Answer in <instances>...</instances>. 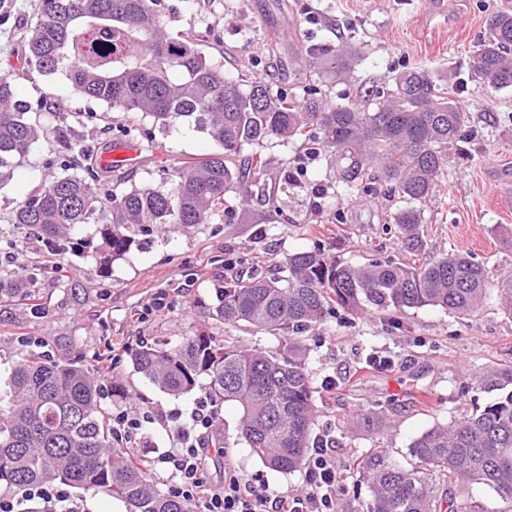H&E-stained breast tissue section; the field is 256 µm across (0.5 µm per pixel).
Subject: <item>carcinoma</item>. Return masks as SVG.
I'll use <instances>...</instances> for the list:
<instances>
[{"label":"carcinoma","instance_id":"cac0c4a2","mask_svg":"<svg viewBox=\"0 0 512 512\" xmlns=\"http://www.w3.org/2000/svg\"><path fill=\"white\" fill-rule=\"evenodd\" d=\"M165 10L164 0H37L36 21L24 38L25 73L65 72L75 93L124 114L120 137L135 131L151 143L154 128L185 124L207 133L222 152L162 163L156 183L117 193L112 181L126 179L123 165L100 173L98 153L83 143L69 113L49 110L46 100L15 99L12 81L1 77L0 181L51 132L82 160L77 172L61 163L60 173L14 202L7 217L13 230L62 254L72 236L81 234L80 246L97 236L92 258L103 272L143 233L234 220L231 199L265 196L270 160L262 150L296 144L307 155H324L350 191L367 195L380 181L388 183L405 203L393 217L403 246L410 256L422 251L421 204L433 193L448 146L468 133L467 113L430 72H397L364 92L360 105H324L317 86L309 85L302 107L250 73L227 78L201 49L210 30L173 38L164 27ZM510 49L512 14L503 12L490 19L471 60L485 88H512ZM310 63L335 77L350 70L344 53L314 50ZM47 110L55 121L51 129L29 117ZM284 266L283 276L255 270L224 283L214 307L223 325L248 323L283 337L282 352L226 344L204 330L176 346L145 344L130 352L136 371L171 395L202 388L215 402L238 405L245 444L282 473L305 466L315 421L313 380L299 336L338 309L394 318L433 307L465 315L492 288L483 266L458 253L422 264L356 266L317 248L288 254ZM37 281L33 268L5 273L0 300L35 298ZM498 293L512 316V278ZM101 382L102 376L71 362L20 354L0 391V489L21 495L44 485H78L122 500L127 512H196L194 503L158 489L150 471L130 461L114 439ZM479 385L494 399L460 422L414 437L406 463L385 448L355 458L349 469L371 493L366 512H512V364L490 368ZM474 485L491 489L502 507L490 511L473 501Z\"/></svg>","mask_w":512,"mask_h":512}]
</instances>
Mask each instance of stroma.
I'll use <instances>...</instances> for the list:
<instances>
[{
    "label": "stroma",
    "instance_id": "stroma-1",
    "mask_svg": "<svg viewBox=\"0 0 512 512\" xmlns=\"http://www.w3.org/2000/svg\"><path fill=\"white\" fill-rule=\"evenodd\" d=\"M177 12L167 22L170 35L188 36L201 27L214 32L206 49L225 74L248 66L275 89L300 92L319 85L334 105L357 102L360 92L382 85L392 72L423 68L440 76L467 111L475 139L451 147L432 197L423 206L425 247L421 259L459 252L475 257L490 281L512 273V89L487 92L475 81L470 60L487 36L491 16L512 13V0H171ZM35 0H7L0 8V77L13 79L16 97L33 102L43 94L55 105L82 114L86 143L103 145L122 115L98 101L74 95L64 73L22 76L25 33ZM315 12L311 23L307 12ZM356 53L349 74L321 79L306 63L309 47ZM129 179L154 182L155 160L174 162L216 152L207 134L181 126L156 130L152 144H135ZM55 137L40 141L18 160L0 184V217L49 174L48 161L62 153ZM265 183L268 202L248 199L236 206L245 224H203L187 231L145 236L142 245L113 263L107 273L90 259L72 253L57 256L42 242L17 233L0 240V267L13 263L40 268L37 307L0 304V375L22 351L20 337L36 340L51 358L95 370L98 352L122 338L130 344L166 340L178 343L197 330H211L238 346L270 353L280 337L247 324L222 326L213 318L217 288L253 269L276 276L284 257L313 248L337 260L360 265L372 258L403 257L392 216L401 206L397 195L346 193L325 160L292 147L271 149ZM302 166L298 183H290L281 158ZM325 189L320 205L310 201L314 186ZM165 296L168 307L146 314L147 305ZM306 367L316 384L314 435L336 440V500L342 512H366L367 488L357 487L346 469L370 447L388 448L403 460L410 441L426 429L462 421L475 404L491 396H461L492 366L512 362V316L490 297L476 312L458 316L440 308L411 309L395 319L339 312L307 333ZM111 380L125 398L105 395L116 413L134 406L152 411L129 451L157 456L174 444V430L164 414L189 411L195 394L174 397L136 372L130 356L114 361ZM336 382L335 392L323 387ZM367 409L379 412L384 433L356 431L352 420ZM236 405L219 407L215 430L226 444L210 451L206 469L213 482L225 469L239 477L260 478L272 492L295 496L305 489V474L269 471L237 436Z\"/></svg>",
    "mask_w": 512,
    "mask_h": 512
}]
</instances>
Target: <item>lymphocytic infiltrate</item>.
I'll return each mask as SVG.
<instances>
[{
	"instance_id": "1",
	"label": "lymphocytic infiltrate",
	"mask_w": 512,
	"mask_h": 512,
	"mask_svg": "<svg viewBox=\"0 0 512 512\" xmlns=\"http://www.w3.org/2000/svg\"><path fill=\"white\" fill-rule=\"evenodd\" d=\"M176 425L173 448L147 459L149 468L164 467L172 477L171 493L195 502L198 512H335L336 465L329 444L312 449L306 471L308 490L301 496L273 493L261 480L242 481L233 470H225L222 485L206 476L203 459L216 422L209 398L197 400L189 417L172 413Z\"/></svg>"
}]
</instances>
